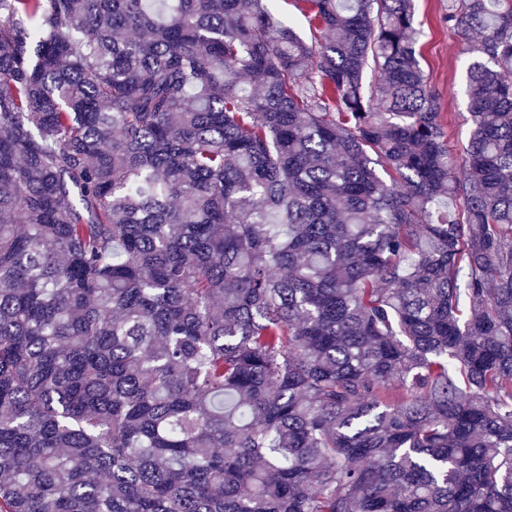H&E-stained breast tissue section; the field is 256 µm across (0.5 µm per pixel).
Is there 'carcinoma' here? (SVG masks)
I'll return each mask as SVG.
<instances>
[{"mask_svg":"<svg viewBox=\"0 0 512 512\" xmlns=\"http://www.w3.org/2000/svg\"><path fill=\"white\" fill-rule=\"evenodd\" d=\"M274 2L0 0V512H512V0L460 162L412 0Z\"/></svg>","mask_w":512,"mask_h":512,"instance_id":"obj_1","label":"carcinoma"}]
</instances>
